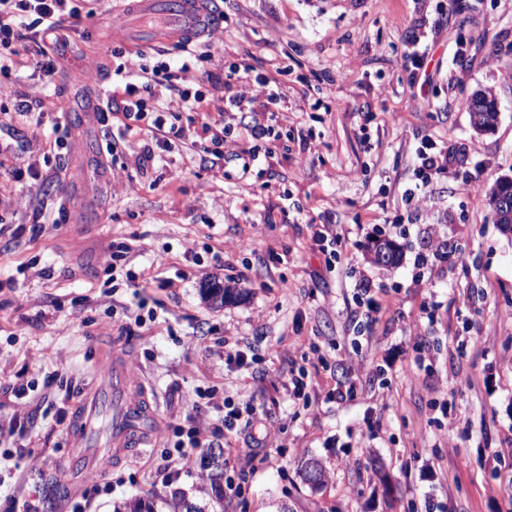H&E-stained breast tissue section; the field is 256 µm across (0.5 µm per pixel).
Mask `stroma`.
Segmentation results:
<instances>
[{
    "label": "stroma",
    "mask_w": 512,
    "mask_h": 512,
    "mask_svg": "<svg viewBox=\"0 0 512 512\" xmlns=\"http://www.w3.org/2000/svg\"><path fill=\"white\" fill-rule=\"evenodd\" d=\"M77 3L52 86L28 66L36 31L0 74V161L39 144L49 155L31 192L0 196V512H112L132 496L173 512L176 493L197 512H421L427 493L444 512H512V237L489 203L512 177V0H220L224 21L193 58L168 36L139 48L113 33L141 24L127 0ZM414 32L428 36L422 74L402 64ZM130 57L149 70L250 65L280 83L286 110L258 174L179 140L146 167L106 165L120 121L86 122L76 105ZM479 90L498 102L489 133L467 111ZM15 91L41 100L45 125L11 119ZM425 143L453 162L422 186ZM324 224L335 245L315 240ZM379 237L400 245L396 267L371 264ZM118 243L129 252L114 272ZM215 284L240 299L215 303ZM141 296L155 318L138 327ZM236 345L274 356L225 371ZM113 353L156 411L153 442L53 499L77 445L71 416ZM299 369L308 407L285 390ZM339 386L348 397L330 400ZM199 387L264 408L278 440L254 460L226 435L224 478L243 495L220 504L195 474L173 489L156 477ZM311 458L326 470L317 488L300 473Z\"/></svg>",
    "instance_id": "stroma-1"
}]
</instances>
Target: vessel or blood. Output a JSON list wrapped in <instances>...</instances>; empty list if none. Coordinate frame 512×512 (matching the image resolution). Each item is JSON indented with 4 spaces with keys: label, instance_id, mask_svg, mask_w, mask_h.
<instances>
[{
    "label": "vessel or blood",
    "instance_id": "vessel-or-blood-1",
    "mask_svg": "<svg viewBox=\"0 0 512 512\" xmlns=\"http://www.w3.org/2000/svg\"><path fill=\"white\" fill-rule=\"evenodd\" d=\"M141 9L158 18L162 29L141 28V44L154 43L160 32L173 38L198 40L209 33L219 21L218 13L206 0H141ZM112 411L109 445L113 448H144L150 443L151 423L155 412L148 401L130 397L128 377L120 364H112L77 417L73 432L78 440H87L95 430L101 409ZM110 455L93 460L86 449H74L68 459L73 476L88 474L92 467L107 468Z\"/></svg>",
    "mask_w": 512,
    "mask_h": 512
}]
</instances>
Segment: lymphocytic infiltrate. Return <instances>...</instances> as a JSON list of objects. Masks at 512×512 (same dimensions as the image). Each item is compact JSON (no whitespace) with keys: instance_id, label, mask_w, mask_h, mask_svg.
Returning <instances> with one entry per match:
<instances>
[{"instance_id":"1","label":"lymphocytic infiltrate","mask_w":512,"mask_h":512,"mask_svg":"<svg viewBox=\"0 0 512 512\" xmlns=\"http://www.w3.org/2000/svg\"><path fill=\"white\" fill-rule=\"evenodd\" d=\"M79 17L80 11L74 0H0V73L13 67L14 61L8 53L9 47L26 38L32 27H40L52 43L61 40L59 22L62 16ZM176 80V96L160 97L157 87L160 81ZM205 75L193 72L190 64H182L177 75H170L167 66L147 71L134 59H127L114 72V84L120 87V94H107L106 100L114 111L120 112L125 120L119 143H108L109 155L125 151L133 156L135 163H144V155L136 150L138 135L147 133L155 139L157 147H166L172 140L183 139L186 130L181 123L186 112H199L204 116L201 125L208 134L211 144L224 142V120L248 112L251 104L262 103L264 120H250L244 125L248 138L254 147L247 152L242 164L243 174H250L259 151L258 144L268 141L275 134L280 115L286 102V95L273 85L264 73L253 72L251 67H235L216 76L215 84L221 85L223 94L220 106H211L201 87ZM210 391L196 389L192 412L188 417L190 425L183 439L177 440L174 450L169 453L168 464L158 472L159 479L166 485L178 481L182 472L194 470L198 459L194 454L198 448H216L220 445L222 433L234 431L243 433L242 453L256 456L258 449L272 444L271 435L257 436L252 432L255 424L261 423L260 412L256 409L240 411L231 404H224V413L219 419L209 415Z\"/></svg>"}]
</instances>
